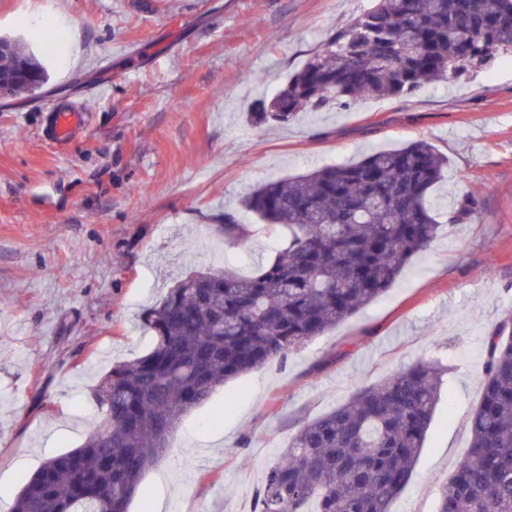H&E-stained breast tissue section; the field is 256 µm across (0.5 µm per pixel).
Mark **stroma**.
Returning <instances> with one entry per match:
<instances>
[{
    "mask_svg": "<svg viewBox=\"0 0 512 512\" xmlns=\"http://www.w3.org/2000/svg\"><path fill=\"white\" fill-rule=\"evenodd\" d=\"M370 0H0V34L45 65L36 94L0 100V492L16 497L91 431V391L147 352L142 313L192 270L254 273L279 233L242 206L272 178L415 140L448 158L442 232L383 296L183 416L129 512H244L300 426L417 361L446 370L414 475L393 512H436L465 458L485 336L512 313V56L411 96L256 125L253 102L300 70ZM80 61L65 62L70 33ZM82 130L47 140L46 106ZM238 213L247 241L215 216Z\"/></svg>",
    "mask_w": 512,
    "mask_h": 512,
    "instance_id": "stroma-1",
    "label": "stroma"
}]
</instances>
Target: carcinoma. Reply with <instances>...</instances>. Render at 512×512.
I'll list each match as a JSON object with an SVG mask.
<instances>
[{"label":"carcinoma","mask_w":512,"mask_h":512,"mask_svg":"<svg viewBox=\"0 0 512 512\" xmlns=\"http://www.w3.org/2000/svg\"><path fill=\"white\" fill-rule=\"evenodd\" d=\"M512 53V0H374L330 36L269 100L258 123L363 98L412 95ZM12 94L48 81L44 66L0 38ZM448 159L426 141L375 151L253 188L242 205L288 231L251 275L192 271L145 310L152 346L93 389L92 430L47 459L11 512H128L165 459L182 417L226 382L335 328L384 294L438 235L431 189ZM224 236L242 238L224 213ZM484 385L465 459L437 512H512V314L484 339ZM442 369L417 362L359 390L304 426L269 466L259 512H392L412 478L442 391Z\"/></svg>","instance_id":"1"}]
</instances>
